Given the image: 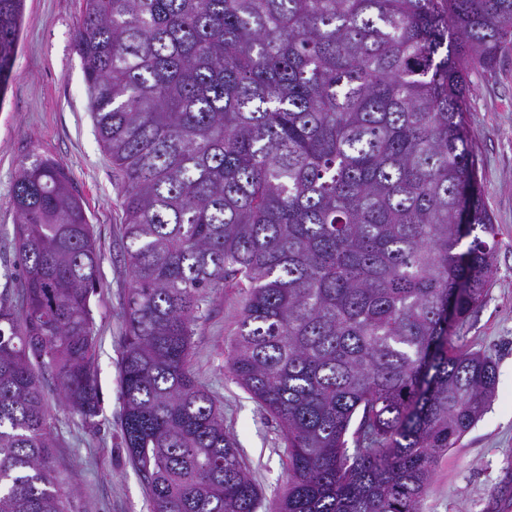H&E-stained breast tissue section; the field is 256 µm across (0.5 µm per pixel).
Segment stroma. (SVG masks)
<instances>
[{
	"mask_svg": "<svg viewBox=\"0 0 512 512\" xmlns=\"http://www.w3.org/2000/svg\"><path fill=\"white\" fill-rule=\"evenodd\" d=\"M82 0H25L13 73L0 93V301L19 306L13 270L17 246L12 188L21 166L45 156L63 164L82 196L101 253L90 307L93 365L101 403L85 418L60 402L56 375L40 376L53 417V464L71 492L69 512H150L141 475L122 444L118 363L123 303L129 286L121 241L119 189L89 108L83 64L73 36ZM478 157V183L497 227L495 269L487 294L453 329L456 340L489 356L493 400L457 447L437 461L422 512H501L512 501V49L494 70L471 75L465 114ZM237 289L214 296L192 338V369L214 395L224 427L269 503L286 488L288 451L280 425L227 373L226 357L240 314Z\"/></svg>",
	"mask_w": 512,
	"mask_h": 512,
	"instance_id": "stroma-1",
	"label": "stroma"
}]
</instances>
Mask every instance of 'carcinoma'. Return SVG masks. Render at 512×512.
<instances>
[{"label":"carcinoma","instance_id":"carcinoma-1","mask_svg":"<svg viewBox=\"0 0 512 512\" xmlns=\"http://www.w3.org/2000/svg\"><path fill=\"white\" fill-rule=\"evenodd\" d=\"M23 2L0 0V91ZM511 45L512 0H83L74 48L130 275L120 427L153 512L260 505L191 367L225 288L241 295L227 369L288 448L270 512H421L496 385L452 328L486 296L496 236L470 74ZM12 204L24 303H0V512H65L39 373L97 414L100 255L56 160L22 166Z\"/></svg>","mask_w":512,"mask_h":512}]
</instances>
